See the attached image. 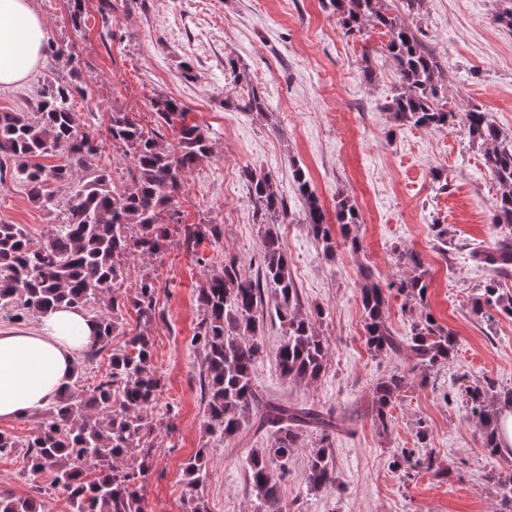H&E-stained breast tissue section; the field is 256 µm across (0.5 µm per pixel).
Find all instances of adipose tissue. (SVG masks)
Masks as SVG:
<instances>
[{
	"label": "adipose tissue",
	"instance_id": "1",
	"mask_svg": "<svg viewBox=\"0 0 512 512\" xmlns=\"http://www.w3.org/2000/svg\"><path fill=\"white\" fill-rule=\"evenodd\" d=\"M47 28L30 0H0V87L17 85L41 64ZM73 309L39 315L31 328H0V422L45 408L69 383L76 358L94 337Z\"/></svg>",
	"mask_w": 512,
	"mask_h": 512
}]
</instances>
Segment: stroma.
I'll list each match as a JSON object with an SVG mask.
<instances>
[{
	"mask_svg": "<svg viewBox=\"0 0 512 512\" xmlns=\"http://www.w3.org/2000/svg\"><path fill=\"white\" fill-rule=\"evenodd\" d=\"M329 0H82L85 22L74 30L72 0H32L47 37L79 59L77 83L93 99L86 131L105 136L109 114L122 110L143 125H156L151 103L170 96L184 104L189 122L207 131L211 155L186 175L178 198L187 224H215L218 242L198 255L171 245L159 255H132L124 292L151 274L158 281L159 309L153 333V366L165 386L154 410L160 429L149 438L150 471L144 487L149 512H186L182 464L206 449L208 475L199 489L209 512H256L246 481V459L265 435L243 428L232 441L206 431L199 374L203 359L191 346L201 310L197 290L222 268L225 255L256 275L263 227L258 224L241 172L271 174L287 199L293 221L280 240L304 311L321 308L316 330L328 356L313 381L282 377L275 350L282 329L272 301H265L263 342L254 384L265 399L306 404L332 413L341 429L331 438L335 486L306 485L307 457L319 438L305 437L281 478L291 512H508L498 478L512 475V457L489 456L464 389L493 383L512 389V317L492 319L471 311L474 296L491 278L512 295V272L499 276L472 254L496 247L489 217L498 193L473 145L463 118L428 129L394 126L383 103L396 77L381 51L377 29L344 35ZM496 0H422L414 21L440 57L443 91L452 104L475 103L501 133L512 138V30L494 20ZM371 52L374 72L364 77L361 58ZM44 57L22 84L0 88V112H27L44 79L56 67ZM256 88L263 108H232V100ZM301 166L326 212L337 194L358 206V253L341 247L326 256L303 224L302 203L291 177ZM0 217L24 225L41 241L57 214L33 205L24 183L0 187ZM448 232L440 246L438 229ZM419 253L427 269L428 307L456 336L452 362L427 371L407 350L374 355L366 344L359 302L360 270L370 267L382 282L412 275L400 261ZM397 373L405 385L390 410L392 423L374 422L373 387ZM426 439H418L419 427ZM412 450L432 465L394 470L393 455Z\"/></svg>",
	"mask_w": 512,
	"mask_h": 512,
	"instance_id": "1",
	"label": "stroma"
}]
</instances>
